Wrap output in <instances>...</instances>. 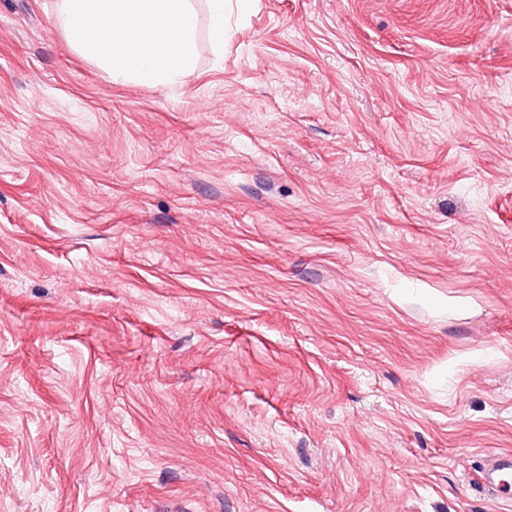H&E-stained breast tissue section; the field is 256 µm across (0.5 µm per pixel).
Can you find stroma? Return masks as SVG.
<instances>
[{
    "label": "stroma",
    "mask_w": 512,
    "mask_h": 512,
    "mask_svg": "<svg viewBox=\"0 0 512 512\" xmlns=\"http://www.w3.org/2000/svg\"><path fill=\"white\" fill-rule=\"evenodd\" d=\"M0 0V512H504L512 0H206L179 84ZM209 9L212 16L211 27V41L214 43L215 48L220 49L224 47V12L226 10V2L232 0H208ZM508 470L505 478L495 481L490 478V475L495 472H502ZM509 473L512 474V455L511 453H499L493 459H491L486 470V477L484 480V486L488 490L493 491L497 496L501 497V494L507 495L508 491L512 490L511 483L508 481Z\"/></svg>",
    "instance_id": "35a3bbf8"
}]
</instances>
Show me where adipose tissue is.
<instances>
[{"mask_svg": "<svg viewBox=\"0 0 512 512\" xmlns=\"http://www.w3.org/2000/svg\"><path fill=\"white\" fill-rule=\"evenodd\" d=\"M56 19L110 78L166 84L194 68L192 0H57Z\"/></svg>", "mask_w": 512, "mask_h": 512, "instance_id": "1", "label": "adipose tissue"}]
</instances>
